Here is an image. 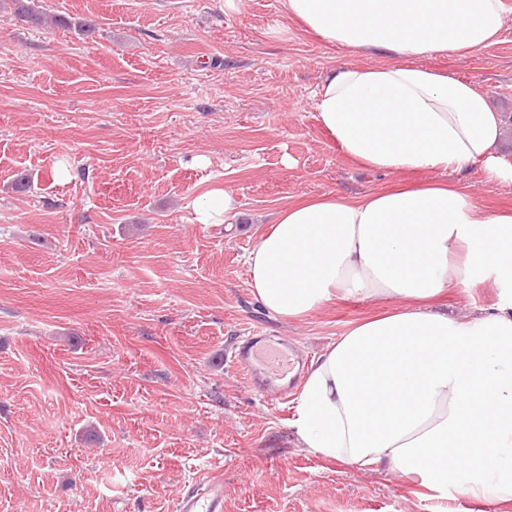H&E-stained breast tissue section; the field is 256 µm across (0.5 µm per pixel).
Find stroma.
Here are the masks:
<instances>
[{"instance_id":"35a3bbf8","label":"stroma","mask_w":512,"mask_h":512,"mask_svg":"<svg viewBox=\"0 0 512 512\" xmlns=\"http://www.w3.org/2000/svg\"><path fill=\"white\" fill-rule=\"evenodd\" d=\"M503 2L499 43L424 64L486 93L512 155ZM37 4L98 29L37 30L0 0V512H175L209 477L224 482V512H512L299 447L296 398L252 389L231 359L258 330L312 360L391 307L345 299L288 322L264 311L244 259L279 210L445 178L368 171L331 147L315 94L353 54L281 0H243L235 15L224 0ZM462 181L480 207L512 208V185L477 167ZM215 185L234 191L237 223H194L193 199Z\"/></svg>"}]
</instances>
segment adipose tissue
<instances>
[{
  "instance_id": "1",
  "label": "adipose tissue",
  "mask_w": 512,
  "mask_h": 512,
  "mask_svg": "<svg viewBox=\"0 0 512 512\" xmlns=\"http://www.w3.org/2000/svg\"><path fill=\"white\" fill-rule=\"evenodd\" d=\"M284 14L325 42L393 64L328 70L316 119L331 146L379 172L444 171L448 182L329 194L281 209L246 256L251 294L296 321L342 297L393 302L350 323L312 360L291 421L323 458L407 476L439 495L512 500L486 483L512 448V209L486 212L457 182L482 166L512 184L500 153L504 117L473 81L422 66L498 43L503 0H282ZM198 224H233L235 193L193 203ZM496 289L476 316L432 308L448 289Z\"/></svg>"
}]
</instances>
